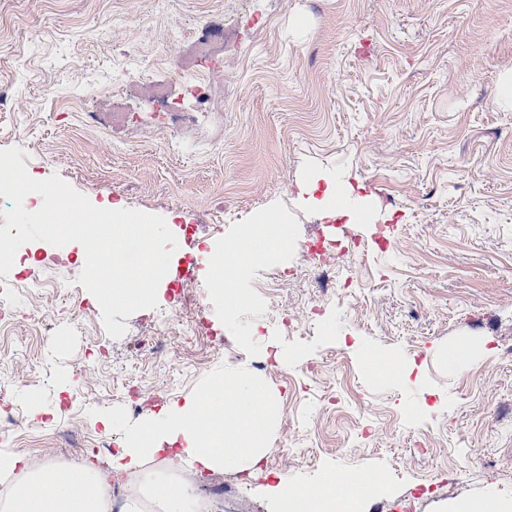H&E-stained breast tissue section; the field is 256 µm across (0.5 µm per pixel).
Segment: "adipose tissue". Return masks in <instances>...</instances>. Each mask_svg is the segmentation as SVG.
<instances>
[{
	"instance_id": "ef3b65f1",
	"label": "adipose tissue",
	"mask_w": 512,
	"mask_h": 512,
	"mask_svg": "<svg viewBox=\"0 0 512 512\" xmlns=\"http://www.w3.org/2000/svg\"><path fill=\"white\" fill-rule=\"evenodd\" d=\"M287 234V225L271 212L263 223L248 226L245 252L230 246L210 257V273L226 299L234 294L222 266L231 261L261 262ZM273 403L272 395L253 379L232 374L214 380L203 394L183 405L163 409L145 421L105 465L79 462L56 469L1 451L0 474L13 480L8 512H105L101 490L166 445L176 447V460L197 471L259 463L266 453L262 437ZM323 481L336 486V493L318 496L300 486L277 483L273 488L277 512H350L355 476L331 473ZM147 499L154 504L153 512H199L196 488L188 479L149 478L144 499L130 501L127 512H144Z\"/></svg>"
}]
</instances>
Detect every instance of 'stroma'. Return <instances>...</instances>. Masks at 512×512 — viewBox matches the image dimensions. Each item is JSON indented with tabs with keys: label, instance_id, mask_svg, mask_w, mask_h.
<instances>
[{
	"label": "stroma",
	"instance_id": "obj_1",
	"mask_svg": "<svg viewBox=\"0 0 512 512\" xmlns=\"http://www.w3.org/2000/svg\"><path fill=\"white\" fill-rule=\"evenodd\" d=\"M218 11L233 82L216 85L211 111L165 147L146 132L156 118L140 75L180 95L193 60L180 45L162 52L145 31ZM264 15L274 23L256 32ZM173 53L184 61L177 78ZM511 75L512 0H0V86L15 99L0 112V149H23L28 174L59 176L99 208L115 193L120 208L174 226L203 216L194 241L178 238L182 253L239 242L271 209L290 227L277 256L234 272L235 304L213 293L204 265L187 289L185 315L220 328L223 351L171 336L156 358L140 345L167 315L168 289L115 339L76 282L83 246L56 264V246L25 243L41 287L17 285L12 270L0 290L18 310L52 316L0 330V400L19 408L30 453L104 462L108 451L62 448L52 425L124 439L240 373L274 397L267 442H293L252 477L216 473L224 512H273L268 485L310 486L328 472L385 474L392 498L430 480L437 489L416 512L512 504V359L489 348L512 342V106L496 99ZM115 76L130 89L114 139L87 114ZM312 176L359 198L383 194L374 222L348 224L363 245L360 260L339 258L340 275L358 281L350 299L304 278L259 287L331 221L297 198ZM315 299L325 322L284 332L281 307L296 313ZM269 354L272 366L257 370ZM127 378L151 396L135 411L121 393Z\"/></svg>",
	"mask_w": 512,
	"mask_h": 512
}]
</instances>
